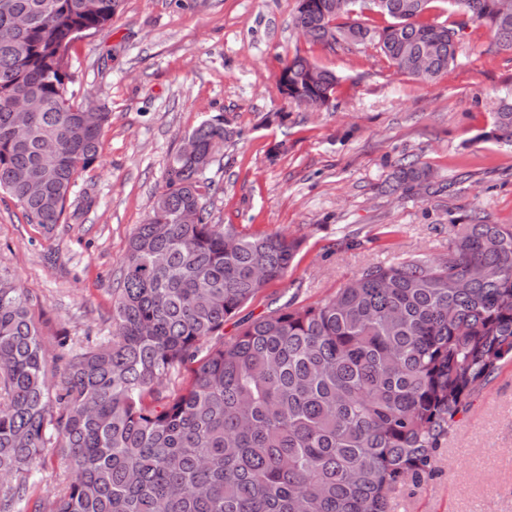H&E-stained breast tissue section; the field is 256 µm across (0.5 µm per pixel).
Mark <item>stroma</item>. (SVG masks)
<instances>
[{
	"label": "stroma",
	"instance_id": "obj_1",
	"mask_svg": "<svg viewBox=\"0 0 512 512\" xmlns=\"http://www.w3.org/2000/svg\"><path fill=\"white\" fill-rule=\"evenodd\" d=\"M298 0H123L111 22L74 42L75 87L109 120L95 162L68 201V223L44 231L0 192V275L24 288L48 349L112 331V292L129 240L165 185L172 156L204 119L234 131L206 172L213 221L301 241L285 279L240 318L272 302L306 306L364 267L448 250V219L477 212L512 224V146L481 137L512 97V51L467 22L457 60L423 83L375 45L329 50L294 27ZM339 77L336 106L285 97L277 75L294 55ZM404 158L431 171L432 190L382 185ZM394 512H512V365L504 366L444 442L433 475L406 483Z\"/></svg>",
	"mask_w": 512,
	"mask_h": 512
}]
</instances>
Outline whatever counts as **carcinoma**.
I'll use <instances>...</instances> for the list:
<instances>
[{"mask_svg":"<svg viewBox=\"0 0 512 512\" xmlns=\"http://www.w3.org/2000/svg\"><path fill=\"white\" fill-rule=\"evenodd\" d=\"M0 8V191L27 222L63 223L96 160L109 113L78 100L65 60L79 32L112 20L120 0H6ZM433 0H382L383 26L354 18L361 0H306L293 24L331 50L336 34L375 41L397 71L432 81L454 63L464 24L429 19ZM512 50L499 0H451ZM25 13L18 31L13 15ZM429 56L428 72L411 64ZM288 98L333 106L338 77L300 55ZM317 70L322 81H307ZM38 109L25 132L13 101ZM95 110L92 117L87 111ZM233 131L216 115L187 135L202 156ZM486 140L512 145V100ZM429 188L404 160L385 192ZM212 182L173 156L136 228L112 294V336L46 348L23 288L0 275V512L29 502L23 472L62 461V488L30 512H392L393 494L430 476L435 456L480 391L512 364V224L448 220V253L372 264L328 299L288 300L252 320L240 309L288 275L301 242L212 223ZM197 211L191 224L183 216ZM236 331L224 339V325ZM190 374L180 389L169 384Z\"/></svg>","mask_w":512,"mask_h":512,"instance_id":"1","label":"carcinoma"}]
</instances>
